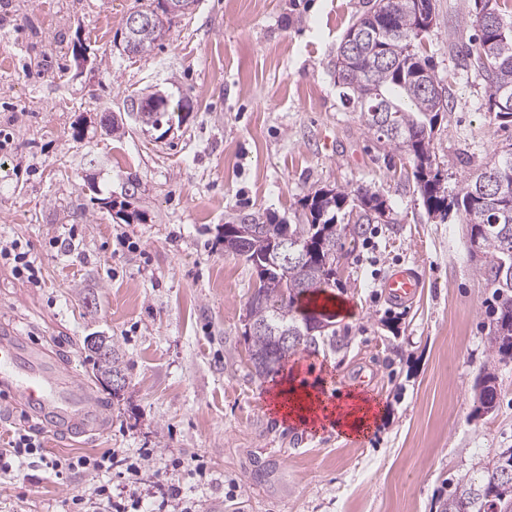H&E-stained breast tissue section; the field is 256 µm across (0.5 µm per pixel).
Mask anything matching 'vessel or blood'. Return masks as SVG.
I'll return each mask as SVG.
<instances>
[{"mask_svg":"<svg viewBox=\"0 0 512 512\" xmlns=\"http://www.w3.org/2000/svg\"><path fill=\"white\" fill-rule=\"evenodd\" d=\"M422 278L417 270L398 267L383 282L393 302L413 300ZM0 387L19 402L61 426L82 431L93 423L94 397L88 386L65 372L45 349L28 346L18 336L0 337Z\"/></svg>","mask_w":512,"mask_h":512,"instance_id":"obj_1","label":"vessel or blood"}]
</instances>
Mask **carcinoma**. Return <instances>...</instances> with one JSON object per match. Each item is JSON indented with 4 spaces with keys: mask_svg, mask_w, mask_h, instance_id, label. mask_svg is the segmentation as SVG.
<instances>
[{
    "mask_svg": "<svg viewBox=\"0 0 512 512\" xmlns=\"http://www.w3.org/2000/svg\"><path fill=\"white\" fill-rule=\"evenodd\" d=\"M484 22H476L479 34L466 45V56L486 78L487 112L499 126H512V103L503 97L512 92V42L496 40V25L512 26L498 0H485ZM433 0H375L373 7L344 34L334 63L336 84L342 97L359 109L364 129L405 152L413 164V176L429 217L447 220L455 210L464 217L468 252L475 260V272L491 288L489 347L501 363L512 360V143L502 147L471 176L448 193L440 178L433 133L449 109L445 88L439 94L427 91L436 79L429 58L420 47L424 34L435 19ZM172 20L135 31L124 28L123 43L134 41L141 53H151L170 31ZM364 32L368 52L347 51L352 32ZM384 105L387 111L376 117L370 107ZM508 172L509 189L497 192L491 178ZM306 223L264 224L254 217L240 223L251 225L252 235L245 249L224 237V249L251 266L264 301L248 303L244 337L248 343L251 375L265 378L278 372L275 367V338L288 333V351L316 352L336 349V328L321 329L312 324L299 305L301 298L336 287L339 267L336 252L343 249L347 233L358 234L364 225L381 220L386 199L370 186L353 191L337 187L320 188L302 200ZM356 215L350 225L345 216ZM107 354L91 350L98 378L108 382L122 375V360L114 344ZM497 376L486 373L475 384L484 413L495 410ZM440 512H512V448H502L477 474L457 479L441 501Z\"/></svg>",
    "mask_w": 512,
    "mask_h": 512,
    "instance_id": "carcinoma-1",
    "label": "carcinoma"
}]
</instances>
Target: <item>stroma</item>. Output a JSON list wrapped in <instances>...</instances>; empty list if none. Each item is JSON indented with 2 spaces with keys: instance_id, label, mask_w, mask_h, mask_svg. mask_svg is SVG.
<instances>
[{
  "instance_id": "stroma-1",
  "label": "stroma",
  "mask_w": 512,
  "mask_h": 512,
  "mask_svg": "<svg viewBox=\"0 0 512 512\" xmlns=\"http://www.w3.org/2000/svg\"><path fill=\"white\" fill-rule=\"evenodd\" d=\"M148 2L0 0V238L42 272L34 288L0 262V329L57 357L101 414L98 431L70 440L1 390L0 448L31 429L49 457L149 448L161 466L198 453L206 477L179 478L198 512H437L461 475L512 447V364L496 369L495 411L477 413L491 291L466 227L428 218L408 157L340 95L337 47L373 0H198L149 56L127 55L125 19ZM435 5L421 51L452 107L433 143L453 192L512 131L490 122L484 77L456 51L480 0ZM157 92L181 105L167 131L130 108ZM361 186L384 195L389 217L344 241L329 291L348 306L337 350L251 377L256 275L225 251V224H298L310 192ZM398 266L423 277L407 305L381 289ZM90 336L118 347L120 391L97 380ZM361 376L383 413L358 443L271 410L284 382L343 394ZM98 480L122 482L29 462L0 477V512H67Z\"/></svg>"
}]
</instances>
